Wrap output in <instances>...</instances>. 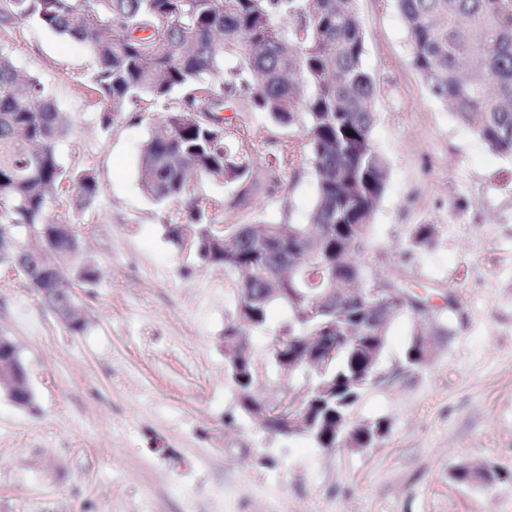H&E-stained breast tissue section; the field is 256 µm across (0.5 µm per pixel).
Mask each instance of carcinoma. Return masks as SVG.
<instances>
[{
    "instance_id": "obj_1",
    "label": "carcinoma",
    "mask_w": 512,
    "mask_h": 512,
    "mask_svg": "<svg viewBox=\"0 0 512 512\" xmlns=\"http://www.w3.org/2000/svg\"><path fill=\"white\" fill-rule=\"evenodd\" d=\"M356 0H0V17L25 21L81 42L97 69L89 88L106 106L109 127L141 101L166 100L186 88L180 106L152 123L143 142L139 180L158 202L184 210L167 217L169 239L181 246L185 226L194 229L198 259L234 277L231 323L224 349L247 360L231 379L243 414L265 412L272 429L309 406L321 425L312 438L336 448V418L350 411L360 389L353 378L364 354L384 349L389 328L409 313L404 294L363 299L338 296L335 312L309 315L329 291L403 285L366 280L356 257L367 250L374 212L389 178L388 159L373 145L376 84L364 69L365 32ZM407 31L412 67L430 96L469 126L487 150L512 161V0H395ZM246 104L281 128L300 127L316 195L306 222L230 224L219 231L213 203L188 188L189 176L235 186L240 200L253 191L252 146L247 135L219 115L227 104ZM66 121L34 76L19 77L0 52V202L8 205L0 228V253H12L18 234L34 233L43 258L15 268L37 275L45 288L59 279L58 265L92 284L99 270L73 251L77 233L47 218L65 171L56 143ZM76 204L95 202L93 177H73ZM434 226L417 224L408 252L429 246ZM276 306L290 312L270 359L284 369L298 341L326 336L335 354L310 371L309 384L329 387L330 398L311 393L304 402L282 393L274 401L256 394L259 374L248 351L250 335L267 326ZM405 361L427 362L410 340Z\"/></svg>"
}]
</instances>
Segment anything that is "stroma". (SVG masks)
<instances>
[{
    "label": "stroma",
    "instance_id": "stroma-1",
    "mask_svg": "<svg viewBox=\"0 0 512 512\" xmlns=\"http://www.w3.org/2000/svg\"><path fill=\"white\" fill-rule=\"evenodd\" d=\"M357 9L377 87L371 137L390 163L359 262L367 276L405 281L448 325L431 359L410 367L412 319L392 324L382 377L351 409L355 422L385 428L364 450H326L241 416L224 356L233 280L168 239L139 181L149 124L183 91L103 127L84 45L27 22L0 27V52L40 79L68 121L57 143L68 178L48 217L74 225L101 270L85 285L60 269L87 314L74 333L0 268V334L17 344L35 396L22 409L0 393V512H512V161L430 97L393 0ZM224 115L249 134L256 190L241 207L234 188L193 181L216 223H304L315 180L278 151L289 141L303 155L302 132L258 112ZM75 174L98 184L91 207L75 203ZM417 224L436 226L434 243L401 255ZM287 322L274 308L250 338L260 397L306 387V373L269 362ZM464 462L492 463L502 478L460 484L453 472Z\"/></svg>",
    "mask_w": 512,
    "mask_h": 512
}]
</instances>
